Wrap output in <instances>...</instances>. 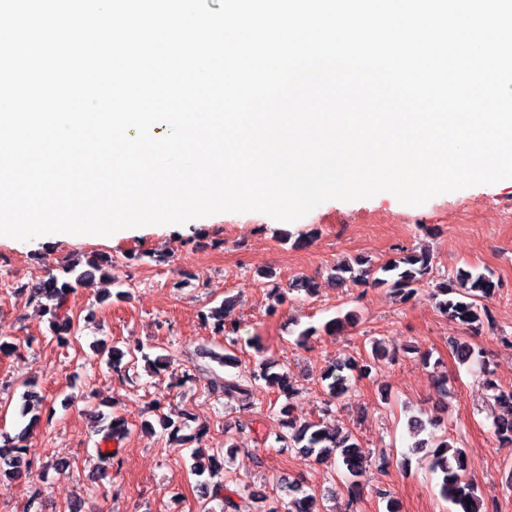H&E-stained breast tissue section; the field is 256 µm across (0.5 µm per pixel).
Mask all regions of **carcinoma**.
Wrapping results in <instances>:
<instances>
[{
	"mask_svg": "<svg viewBox=\"0 0 512 512\" xmlns=\"http://www.w3.org/2000/svg\"><path fill=\"white\" fill-rule=\"evenodd\" d=\"M432 265L433 256L429 250H402L378 266L361 257L351 262L341 261L336 264L333 279L341 288L359 284L387 287L394 295L406 301L427 282ZM97 274L103 279H112L111 269L103 267L97 258L88 260L84 267L74 262L62 266L60 274L49 275L36 287V294L43 299L42 311L48 315L50 329L58 340L67 341L65 335L75 328L74 318L66 308L69 294ZM498 288V283L490 274L475 268L459 269L452 277L436 284L432 299L435 300L438 311L448 319L476 327L488 318L486 301L494 296ZM233 307L234 300L226 297L219 306L210 309L205 318L215 320L214 329L223 332L227 328V317ZM358 319L357 312L349 311L342 317L328 321L324 329L328 332H339L345 326L356 323ZM452 351L460 363L480 365L486 384L495 391V402L503 410L502 415L495 421V432L500 438L512 441V390L500 389L489 380L491 372L481 360V352L470 343L457 342L452 346ZM385 356V349L376 342L368 357L329 366L323 374L328 396L339 399L350 393L352 373L360 376L369 373ZM259 381L286 397L294 392L288 373L276 372L274 365L266 362L259 363L256 369L236 375L222 377L211 372L207 388L212 395L245 400L253 394ZM22 400L21 417L28 418V421L16 437L6 438L0 445V478L14 479L29 474V462L26 460L29 448L23 445V441L41 421L40 415L33 413L42 402L36 384H25ZM282 414L281 426L286 432L280 434L278 439L283 443V448L295 449L318 461L336 458L348 480L349 503L360 499L361 490L356 483V477L365 467L368 457L363 454L353 433L345 432L337 425L330 428L316 421L299 423L285 410ZM190 457L194 460L192 470L196 475H209V478L198 481L196 485L199 499L205 505L203 512H212L208 504L214 500L220 501L221 512H239L235 497L239 496L240 491L221 482H211L221 469L219 456L211 455L205 463L198 451L194 450ZM430 469L436 475L440 497L448 503V512H485L478 486L469 478L467 456L462 449L446 441L438 443L432 453ZM313 498L314 495L305 489L302 481L287 478L281 483L280 494L268 512H311Z\"/></svg>",
	"mask_w": 512,
	"mask_h": 512,
	"instance_id": "1",
	"label": "carcinoma"
}]
</instances>
